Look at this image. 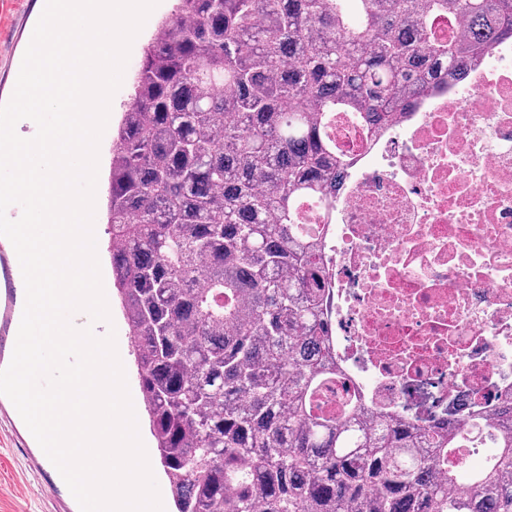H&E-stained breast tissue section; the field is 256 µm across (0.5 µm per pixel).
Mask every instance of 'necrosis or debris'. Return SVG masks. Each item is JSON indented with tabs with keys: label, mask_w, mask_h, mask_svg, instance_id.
Instances as JSON below:
<instances>
[{
	"label": "necrosis or debris",
	"mask_w": 512,
	"mask_h": 512,
	"mask_svg": "<svg viewBox=\"0 0 512 512\" xmlns=\"http://www.w3.org/2000/svg\"><path fill=\"white\" fill-rule=\"evenodd\" d=\"M462 84L363 143L326 226L330 332L342 376L322 408L361 394L418 426L491 412L512 395V43ZM478 426L433 457L440 472L493 457Z\"/></svg>",
	"instance_id": "necrosis-or-debris-1"
}]
</instances>
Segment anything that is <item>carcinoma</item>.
Here are the masks:
<instances>
[{"label":"carcinoma","mask_w":512,"mask_h":512,"mask_svg":"<svg viewBox=\"0 0 512 512\" xmlns=\"http://www.w3.org/2000/svg\"><path fill=\"white\" fill-rule=\"evenodd\" d=\"M505 40L512 0H179L158 25L112 139L106 251L176 512H512V398L464 481L431 457L487 418L320 408L325 229L297 224L354 165L336 113L374 140Z\"/></svg>","instance_id":"1"}]
</instances>
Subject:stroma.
<instances>
[{
	"label": "stroma",
	"mask_w": 512,
	"mask_h": 512,
	"mask_svg": "<svg viewBox=\"0 0 512 512\" xmlns=\"http://www.w3.org/2000/svg\"><path fill=\"white\" fill-rule=\"evenodd\" d=\"M45 0H8L0 10V103L7 101L15 88L25 51L43 12ZM177 0H160L134 39L120 88L111 100L107 130L99 145V188L96 190L95 235L106 245L105 226L109 148L112 132L133 92L134 77L144 49L158 24L171 17ZM25 305L23 278L14 262V247L0 236V369L9 365L15 346L17 319ZM111 323H99L98 335L115 329L129 388H136L134 356L128 339V326L118 297L110 299ZM0 512H80L79 505L43 452L13 403L0 396Z\"/></svg>",
	"instance_id": "35a3bbf8"
}]
</instances>
